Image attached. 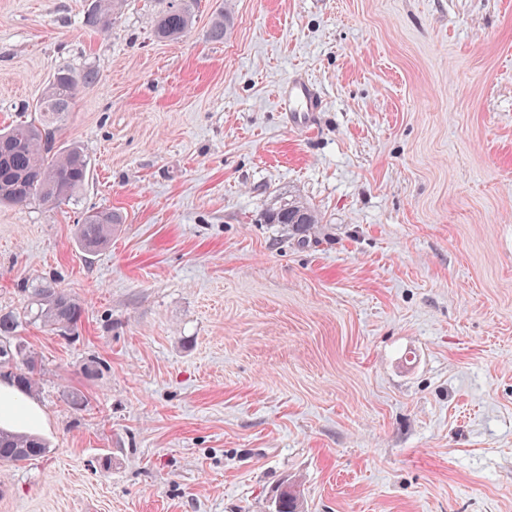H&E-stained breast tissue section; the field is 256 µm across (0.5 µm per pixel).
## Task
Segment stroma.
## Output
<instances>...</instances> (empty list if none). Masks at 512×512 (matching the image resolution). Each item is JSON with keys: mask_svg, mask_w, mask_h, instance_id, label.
Instances as JSON below:
<instances>
[{"mask_svg": "<svg viewBox=\"0 0 512 512\" xmlns=\"http://www.w3.org/2000/svg\"><path fill=\"white\" fill-rule=\"evenodd\" d=\"M89 5L0 0V127L97 73L57 134L88 181L0 204V309L48 280L85 307L21 331L48 452L0 467V512H274L287 482L302 512H512V0H201L176 40L159 0L103 32ZM294 200L302 243L267 219ZM92 208L125 222L88 253ZM284 105L290 112L291 121L295 124L303 122L305 113L316 112L319 104L318 94L313 84L303 77L296 76L282 85ZM268 219L272 224H293L297 231L307 232L316 224L313 211L299 202H289L272 210Z\"/></svg>", "mask_w": 512, "mask_h": 512, "instance_id": "obj_1", "label": "stroma"}]
</instances>
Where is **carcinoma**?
Wrapping results in <instances>:
<instances>
[{"mask_svg":"<svg viewBox=\"0 0 512 512\" xmlns=\"http://www.w3.org/2000/svg\"><path fill=\"white\" fill-rule=\"evenodd\" d=\"M125 0H94L85 25L95 29L97 21H108L119 14ZM198 0H163V7L153 19L154 36L175 39L192 25ZM96 79L92 70L77 76L69 70L55 72L44 94L34 106L39 121H22L0 129V203L25 204L39 200L52 205L72 197L88 179L89 160L78 146L56 148V120L71 111L79 83ZM272 224H293L307 232L316 223L313 211L289 202L271 211ZM117 211L97 210L83 214L79 224V243L86 252L104 246L112 235V226L122 223ZM30 302L23 312L0 311V369L9 371L23 391L32 390L38 363L20 336L27 322L43 323L65 335L73 334L84 314L83 303L49 282L40 288H24ZM46 442L36 436L0 429V466H20L45 456ZM300 489L296 485L281 487L276 496V512H299Z\"/></svg>","mask_w":512,"mask_h":512,"instance_id":"carcinoma-1","label":"carcinoma"}]
</instances>
